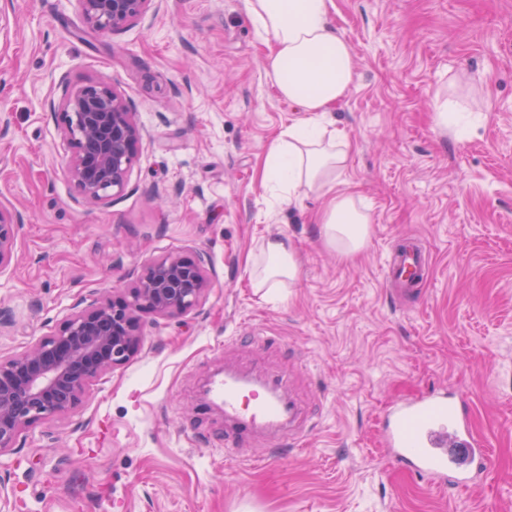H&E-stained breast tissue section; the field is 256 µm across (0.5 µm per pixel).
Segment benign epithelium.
I'll use <instances>...</instances> for the list:
<instances>
[{
    "label": "benign epithelium",
    "mask_w": 512,
    "mask_h": 512,
    "mask_svg": "<svg viewBox=\"0 0 512 512\" xmlns=\"http://www.w3.org/2000/svg\"><path fill=\"white\" fill-rule=\"evenodd\" d=\"M86 25L114 32L140 18L156 0H78ZM59 119L73 152L69 177L88 203L124 191L141 131L128 102L112 86L89 82L64 94ZM19 214L0 209V272L15 253ZM209 289L206 260L170 253L132 284L73 312L51 336L22 354L0 358V454L14 450L35 424L69 416L90 386L141 350L143 314L169 316L195 308Z\"/></svg>",
    "instance_id": "7a95c632"
}]
</instances>
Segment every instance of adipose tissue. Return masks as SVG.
<instances>
[{"instance_id": "ef3b65f1", "label": "adipose tissue", "mask_w": 512, "mask_h": 512, "mask_svg": "<svg viewBox=\"0 0 512 512\" xmlns=\"http://www.w3.org/2000/svg\"><path fill=\"white\" fill-rule=\"evenodd\" d=\"M256 32L269 47L267 76L280 95L307 112L288 125L266 150L264 179L288 206L315 192L325 200L316 217L323 238L350 258L367 244L371 219L354 195L341 190L340 176L350 140L324 119L343 100L355 78L350 48L331 21L333 0H244ZM299 274L293 248L277 238L262 246L253 264L252 285L264 296L280 297Z\"/></svg>"}]
</instances>
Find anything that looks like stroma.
<instances>
[{"label": "stroma", "mask_w": 512, "mask_h": 512, "mask_svg": "<svg viewBox=\"0 0 512 512\" xmlns=\"http://www.w3.org/2000/svg\"><path fill=\"white\" fill-rule=\"evenodd\" d=\"M355 79L326 119L353 150L341 187L372 232L341 258L309 194L280 208L267 146L304 114L268 78L244 0H161L101 34L77 0H0V208L20 213L0 272V357L55 332L78 302L129 287L159 257L208 261L190 312L142 318V348L67 418L0 455V512H512V0H333ZM103 82L142 132L125 190L82 201L49 101ZM472 124L437 128L436 98ZM433 278L391 298L403 236ZM277 236L299 248L285 301L262 298L248 259ZM233 366L284 380L309 429L278 454L224 457L206 395ZM444 386L469 399L487 478L454 489L393 464L388 406Z\"/></svg>", "instance_id": "obj_1"}]
</instances>
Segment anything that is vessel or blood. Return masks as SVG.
<instances>
[{
  "label": "vessel or blood",
  "instance_id": "b4317fda",
  "mask_svg": "<svg viewBox=\"0 0 512 512\" xmlns=\"http://www.w3.org/2000/svg\"><path fill=\"white\" fill-rule=\"evenodd\" d=\"M429 274L430 256L411 237L392 251L384 268L386 282L404 297L417 293ZM210 393L214 402L223 405L228 424L225 458L237 459L260 436L288 445L305 429L297 406L278 383L256 392L249 379L228 372L213 380ZM380 439L400 467L459 489L474 485L488 470L485 442L476 435L470 418L457 411L454 393L445 389L389 406Z\"/></svg>",
  "mask_w": 512,
  "mask_h": 512
}]
</instances>
